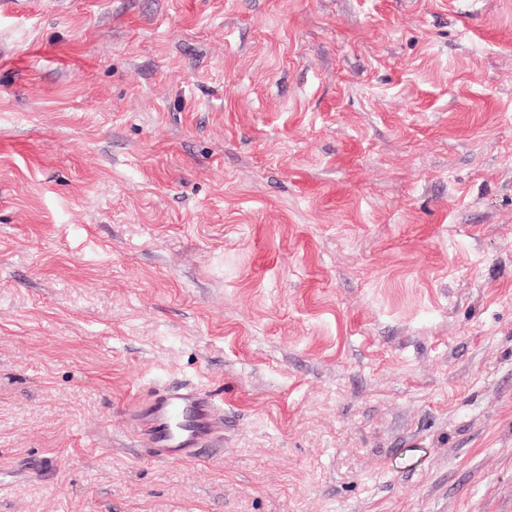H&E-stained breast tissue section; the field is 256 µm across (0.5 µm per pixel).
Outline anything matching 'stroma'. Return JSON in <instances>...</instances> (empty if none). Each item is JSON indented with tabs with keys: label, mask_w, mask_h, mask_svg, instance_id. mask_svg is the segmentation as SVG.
Returning a JSON list of instances; mask_svg holds the SVG:
<instances>
[{
	"label": "stroma",
	"mask_w": 512,
	"mask_h": 512,
	"mask_svg": "<svg viewBox=\"0 0 512 512\" xmlns=\"http://www.w3.org/2000/svg\"><path fill=\"white\" fill-rule=\"evenodd\" d=\"M0 512H512V0H0ZM184 422V429L174 424ZM139 424L149 436L152 457L168 461L197 458L224 432V412L209 392L191 384L157 393L143 408Z\"/></svg>",
	"instance_id": "obj_1"
}]
</instances>
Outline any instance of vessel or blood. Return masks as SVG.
Returning a JSON list of instances; mask_svg holds the SVG:
<instances>
[{"label": "vessel or blood", "instance_id": "b4317fda", "mask_svg": "<svg viewBox=\"0 0 512 512\" xmlns=\"http://www.w3.org/2000/svg\"><path fill=\"white\" fill-rule=\"evenodd\" d=\"M139 424L152 457L178 461L198 457L224 431V412L209 392L191 385L170 387L144 407Z\"/></svg>", "mask_w": 512, "mask_h": 512}]
</instances>
